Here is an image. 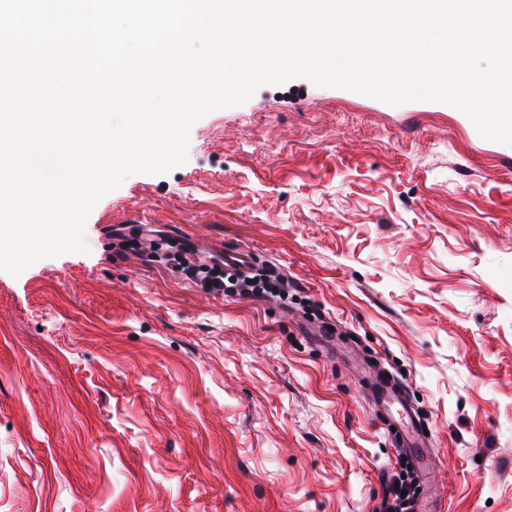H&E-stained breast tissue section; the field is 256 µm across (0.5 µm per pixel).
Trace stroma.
<instances>
[{
    "mask_svg": "<svg viewBox=\"0 0 512 512\" xmlns=\"http://www.w3.org/2000/svg\"><path fill=\"white\" fill-rule=\"evenodd\" d=\"M506 155L441 103L303 78L196 121L184 164L97 202L86 252L0 271V512H375L402 457L429 512H512ZM140 224L287 291L107 251ZM171 260L177 264L187 279L195 281L201 288L212 291L224 292V286L227 287L224 285V277L230 284L227 288H235L236 292L242 295L271 292L283 285V280L278 276H250L239 271L223 270L220 266L211 271H203L199 266L188 262L178 252L172 255ZM215 271H219V274H215ZM207 283H210V286H207Z\"/></svg>",
    "mask_w": 512,
    "mask_h": 512,
    "instance_id": "obj_1",
    "label": "stroma"
}]
</instances>
